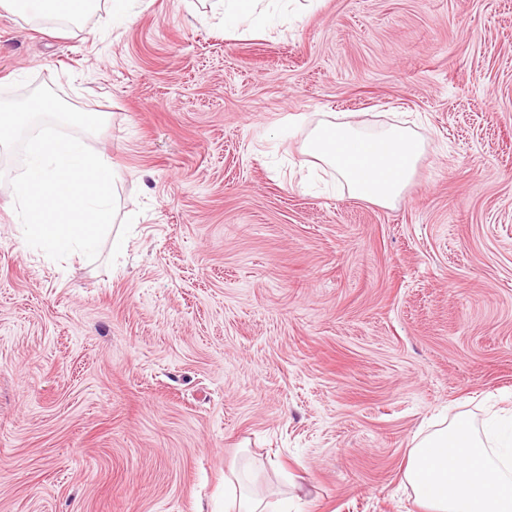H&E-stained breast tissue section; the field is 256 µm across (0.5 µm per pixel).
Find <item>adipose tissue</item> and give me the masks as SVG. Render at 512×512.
Segmentation results:
<instances>
[{"mask_svg": "<svg viewBox=\"0 0 512 512\" xmlns=\"http://www.w3.org/2000/svg\"><path fill=\"white\" fill-rule=\"evenodd\" d=\"M93 0H0V10L29 19L73 22ZM308 153L336 171L353 197L393 205L412 180L423 142L408 126L369 131L349 120H324L311 130ZM487 448L468 422L453 421L411 448L403 476L422 512H512V427ZM224 512H288L224 480Z\"/></svg>", "mask_w": 512, "mask_h": 512, "instance_id": "adipose-tissue-1", "label": "adipose tissue"}]
</instances>
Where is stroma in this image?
<instances>
[{"instance_id": "1", "label": "stroma", "mask_w": 512, "mask_h": 512, "mask_svg": "<svg viewBox=\"0 0 512 512\" xmlns=\"http://www.w3.org/2000/svg\"><path fill=\"white\" fill-rule=\"evenodd\" d=\"M0 10V98L102 112L96 260L21 248L0 184V512H419L412 440L512 410V0ZM332 113L426 141L395 207L302 185ZM123 253L113 256L112 238ZM212 12L221 14L224 19V28H238L247 20L264 17L263 9H260L262 0H213ZM232 478H224V511L225 512H289L283 500H269L253 494L239 491V478L234 470Z\"/></svg>"}]
</instances>
